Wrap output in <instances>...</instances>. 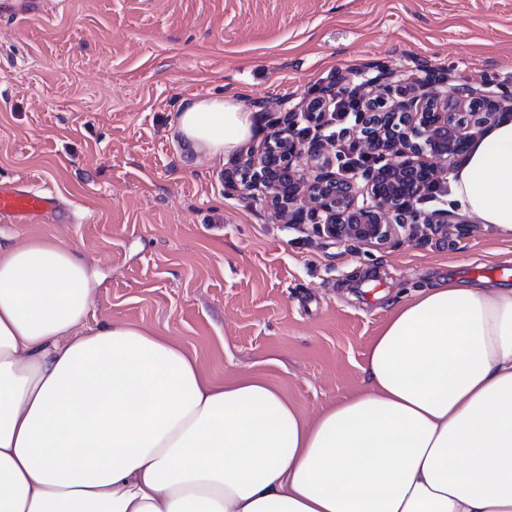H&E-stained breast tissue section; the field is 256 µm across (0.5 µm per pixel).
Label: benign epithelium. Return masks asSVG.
Listing matches in <instances>:
<instances>
[{"mask_svg":"<svg viewBox=\"0 0 512 512\" xmlns=\"http://www.w3.org/2000/svg\"><path fill=\"white\" fill-rule=\"evenodd\" d=\"M364 106L347 135L365 163L353 179L336 169L335 142L317 140L304 149L297 127H319L328 107L346 88L322 89L303 111L288 110L285 127L253 149L255 157L224 175L228 196L262 193L292 224H311L322 236L381 248L398 229L421 224H461L446 209L427 211L443 176L466 159L472 141L512 113V89L491 83L448 82L422 65L415 70L379 67L366 79ZM315 167L312 181L298 178L302 161ZM364 185L357 186V180Z\"/></svg>","mask_w":512,"mask_h":512,"instance_id":"benign-epithelium-1","label":"benign epithelium"}]
</instances>
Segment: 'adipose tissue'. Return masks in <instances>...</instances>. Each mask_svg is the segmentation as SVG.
<instances>
[{
  "mask_svg": "<svg viewBox=\"0 0 512 512\" xmlns=\"http://www.w3.org/2000/svg\"><path fill=\"white\" fill-rule=\"evenodd\" d=\"M258 128L199 98L173 133L220 157ZM448 200L512 239V116ZM99 283L57 240L0 242V512H512V287L443 280L396 302L364 388L306 419L132 323L86 327Z\"/></svg>",
  "mask_w": 512,
  "mask_h": 512,
  "instance_id": "obj_1",
  "label": "adipose tissue"
}]
</instances>
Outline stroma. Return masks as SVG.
<instances>
[{
  "label": "stroma",
  "instance_id": "obj_1",
  "mask_svg": "<svg viewBox=\"0 0 512 512\" xmlns=\"http://www.w3.org/2000/svg\"><path fill=\"white\" fill-rule=\"evenodd\" d=\"M0 15V183L43 185L61 213L0 222L102 274L87 324L169 338L216 377L258 375L311 418L362 389L391 306L433 281L512 286V241L483 225L383 249L315 234L224 194L238 154L184 157L183 100L233 98L255 143L323 87L428 64L512 86V0H58Z\"/></svg>",
  "mask_w": 512,
  "mask_h": 512
}]
</instances>
